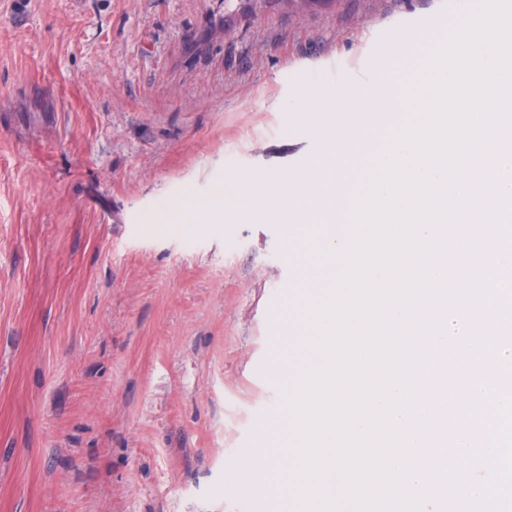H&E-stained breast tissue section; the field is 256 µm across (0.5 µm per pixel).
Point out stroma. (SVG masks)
I'll list each match as a JSON object with an SVG mask.
<instances>
[{
  "mask_svg": "<svg viewBox=\"0 0 512 512\" xmlns=\"http://www.w3.org/2000/svg\"><path fill=\"white\" fill-rule=\"evenodd\" d=\"M223 20L0 0V512H283L225 464L285 437L294 244L230 178L305 172L327 143L292 110L376 59L405 80L396 33L436 45L448 0ZM219 193L251 217H164Z\"/></svg>",
  "mask_w": 512,
  "mask_h": 512,
  "instance_id": "stroma-1",
  "label": "stroma"
}]
</instances>
